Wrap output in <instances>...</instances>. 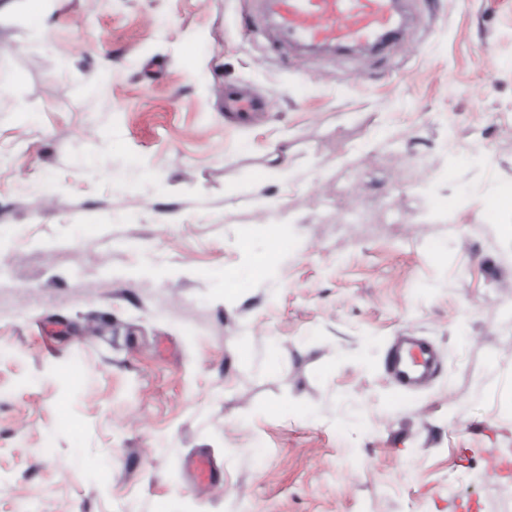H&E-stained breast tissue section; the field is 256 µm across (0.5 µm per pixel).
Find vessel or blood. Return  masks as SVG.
Here are the masks:
<instances>
[{"instance_id":"1","label":"vessel or blood","mask_w":512,"mask_h":512,"mask_svg":"<svg viewBox=\"0 0 512 512\" xmlns=\"http://www.w3.org/2000/svg\"><path fill=\"white\" fill-rule=\"evenodd\" d=\"M255 21L269 30L276 49L382 54L409 38L404 0H260ZM268 106V101L246 91L224 94V110L231 114ZM437 367L432 346L408 336L396 337L387 355V369L403 390L416 388ZM183 467L201 486L217 485L220 479L216 463L203 451L184 460Z\"/></svg>"}]
</instances>
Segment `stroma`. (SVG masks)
Listing matches in <instances>:
<instances>
[{"instance_id":"stroma-1","label":"stroma","mask_w":512,"mask_h":512,"mask_svg":"<svg viewBox=\"0 0 512 512\" xmlns=\"http://www.w3.org/2000/svg\"><path fill=\"white\" fill-rule=\"evenodd\" d=\"M412 7L299 59L253 0H0V512H512V0ZM270 108V102L262 100L247 91L224 89V112L240 115ZM413 355L419 360L412 363ZM438 359L430 344L410 336H397L387 355V369L398 388L415 389L422 380L435 373ZM192 481L201 486H215L220 480V470L212 457L202 451L183 462Z\"/></svg>"}]
</instances>
